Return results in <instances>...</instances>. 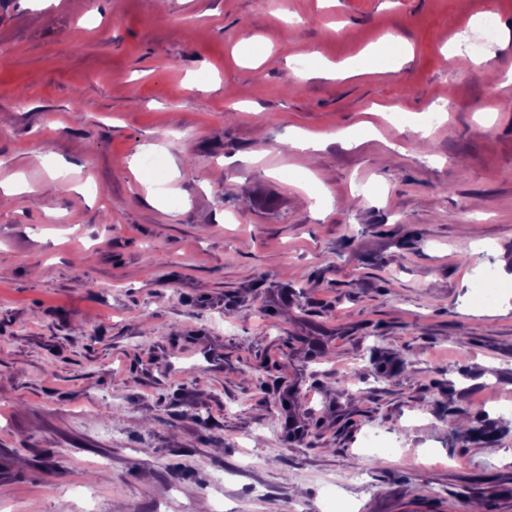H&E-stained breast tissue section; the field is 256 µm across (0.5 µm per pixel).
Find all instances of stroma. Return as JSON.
<instances>
[{
	"label": "stroma",
	"mask_w": 512,
	"mask_h": 512,
	"mask_svg": "<svg viewBox=\"0 0 512 512\" xmlns=\"http://www.w3.org/2000/svg\"><path fill=\"white\" fill-rule=\"evenodd\" d=\"M464 54L512 71V0H0V512H512V84ZM408 48L402 37L398 35H387L376 44L370 45L366 49V56L380 57L391 56L395 62V68L399 67V63L406 55ZM311 59H314V65L304 67L298 70V76L301 79H306L312 73H329L333 78H342L352 74H356L358 66L356 62L344 61L336 65H327L319 54H312Z\"/></svg>",
	"instance_id": "obj_1"
}]
</instances>
